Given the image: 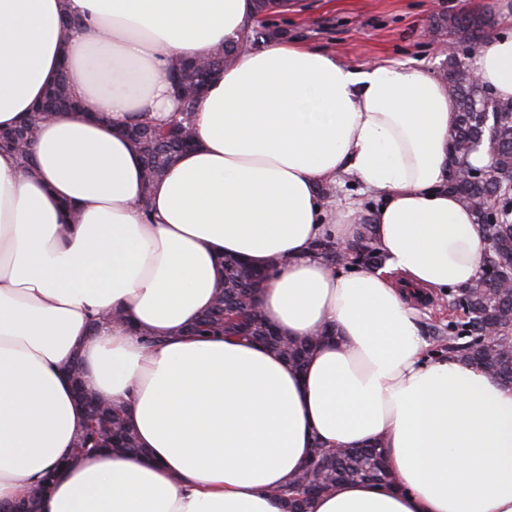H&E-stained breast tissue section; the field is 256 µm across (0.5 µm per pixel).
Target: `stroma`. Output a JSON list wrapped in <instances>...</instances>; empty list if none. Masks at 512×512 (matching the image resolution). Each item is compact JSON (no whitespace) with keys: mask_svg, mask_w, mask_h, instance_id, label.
I'll return each instance as SVG.
<instances>
[{"mask_svg":"<svg viewBox=\"0 0 512 512\" xmlns=\"http://www.w3.org/2000/svg\"><path fill=\"white\" fill-rule=\"evenodd\" d=\"M298 14L270 16L280 37L330 50L352 67L392 60L442 73L448 51L425 36L438 15L492 11L496 25L512 16V0H303ZM422 335L431 349L442 350L450 319L448 304L433 296L419 303Z\"/></svg>","mask_w":512,"mask_h":512,"instance_id":"1","label":"stroma"}]
</instances>
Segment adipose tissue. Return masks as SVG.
Returning <instances> with one entry per match:
<instances>
[{"label":"adipose tissue","mask_w":512,"mask_h":512,"mask_svg":"<svg viewBox=\"0 0 512 512\" xmlns=\"http://www.w3.org/2000/svg\"><path fill=\"white\" fill-rule=\"evenodd\" d=\"M255 5L0 0V128L61 76L80 104L43 124L33 169L0 150V504L36 494L40 512H283L273 493L314 445L378 440L397 484L340 483L311 512H512V386L427 354L413 304L472 284L485 249L445 187L456 114L439 75L356 69L293 42L244 51L198 103L197 147L144 192L121 128L169 119L172 64L242 36ZM67 16L81 23L69 36ZM472 71L512 99V30ZM344 179L380 203V269L340 271L313 248L360 230V201L323 194ZM228 255L281 259L261 309L284 336L319 337L303 369L193 332ZM75 361L87 390L124 405L145 456L76 457Z\"/></svg>","instance_id":"ef3b65f1"}]
</instances>
